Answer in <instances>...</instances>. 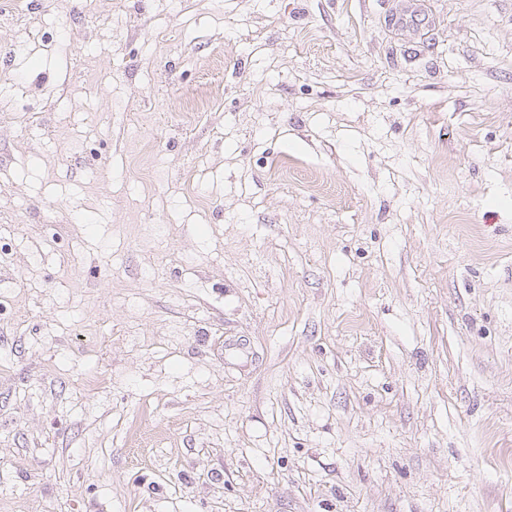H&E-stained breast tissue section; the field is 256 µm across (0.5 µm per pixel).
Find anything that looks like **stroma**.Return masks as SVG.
<instances>
[{
    "label": "stroma",
    "mask_w": 512,
    "mask_h": 512,
    "mask_svg": "<svg viewBox=\"0 0 512 512\" xmlns=\"http://www.w3.org/2000/svg\"><path fill=\"white\" fill-rule=\"evenodd\" d=\"M400 6L0 0V512H512V0Z\"/></svg>",
    "instance_id": "obj_1"
}]
</instances>
